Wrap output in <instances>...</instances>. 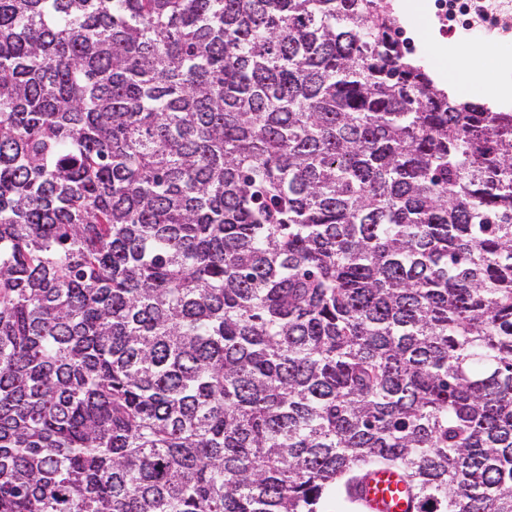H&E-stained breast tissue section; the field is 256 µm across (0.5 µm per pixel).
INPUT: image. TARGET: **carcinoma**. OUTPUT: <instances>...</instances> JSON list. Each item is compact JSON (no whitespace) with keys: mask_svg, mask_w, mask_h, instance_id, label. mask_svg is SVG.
Here are the masks:
<instances>
[{"mask_svg":"<svg viewBox=\"0 0 512 512\" xmlns=\"http://www.w3.org/2000/svg\"><path fill=\"white\" fill-rule=\"evenodd\" d=\"M382 0H0V512H512V112ZM354 497L365 512H415L406 486L399 475L389 469H377L354 490Z\"/></svg>","mask_w":512,"mask_h":512,"instance_id":"obj_1","label":"carcinoma"}]
</instances>
